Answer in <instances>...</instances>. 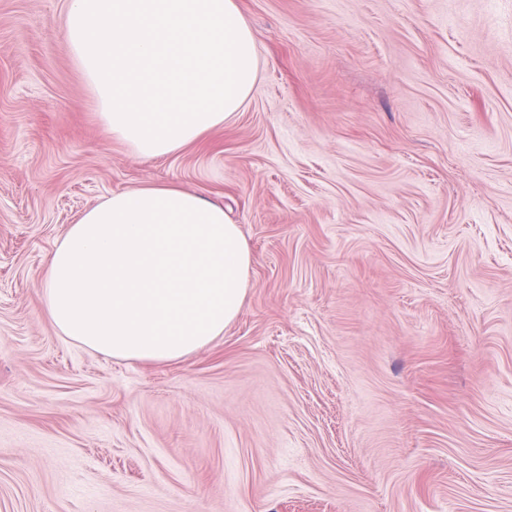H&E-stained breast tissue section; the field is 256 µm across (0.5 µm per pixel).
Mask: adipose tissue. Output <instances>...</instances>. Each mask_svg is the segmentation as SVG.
<instances>
[{
  "label": "adipose tissue",
  "mask_w": 512,
  "mask_h": 512,
  "mask_svg": "<svg viewBox=\"0 0 512 512\" xmlns=\"http://www.w3.org/2000/svg\"><path fill=\"white\" fill-rule=\"evenodd\" d=\"M66 36L99 119L166 158L235 119L257 79L237 0H68ZM253 252L222 205L174 182L105 196L60 237L37 285L61 335L152 364L210 346L240 315Z\"/></svg>",
  "instance_id": "ef3b65f1"
}]
</instances>
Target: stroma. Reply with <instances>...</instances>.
<instances>
[{
	"mask_svg": "<svg viewBox=\"0 0 512 512\" xmlns=\"http://www.w3.org/2000/svg\"><path fill=\"white\" fill-rule=\"evenodd\" d=\"M238 116L113 139L67 0H0V512H512V0H238ZM146 181L251 244L211 346L115 360L39 310L78 214Z\"/></svg>",
	"mask_w": 512,
	"mask_h": 512,
	"instance_id": "obj_1",
	"label": "stroma"
}]
</instances>
